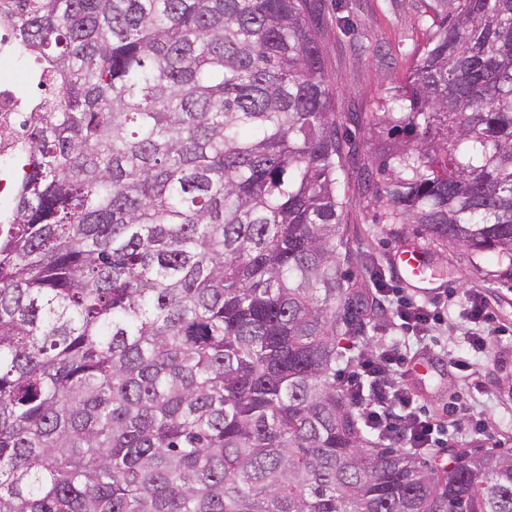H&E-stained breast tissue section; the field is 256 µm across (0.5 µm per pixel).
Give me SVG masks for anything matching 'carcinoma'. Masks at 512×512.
<instances>
[{"instance_id":"cac0c4a2","label":"carcinoma","mask_w":512,"mask_h":512,"mask_svg":"<svg viewBox=\"0 0 512 512\" xmlns=\"http://www.w3.org/2000/svg\"><path fill=\"white\" fill-rule=\"evenodd\" d=\"M431 8L362 190L512 265V0ZM3 20L58 99L0 233V512H512V456H417L336 383L374 308L309 0Z\"/></svg>"}]
</instances>
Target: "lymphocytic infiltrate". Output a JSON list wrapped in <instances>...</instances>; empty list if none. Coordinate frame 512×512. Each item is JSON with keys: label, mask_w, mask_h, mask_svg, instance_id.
Returning a JSON list of instances; mask_svg holds the SVG:
<instances>
[{"label": "lymphocytic infiltrate", "mask_w": 512, "mask_h": 512, "mask_svg": "<svg viewBox=\"0 0 512 512\" xmlns=\"http://www.w3.org/2000/svg\"><path fill=\"white\" fill-rule=\"evenodd\" d=\"M394 301L395 316L403 332L401 339L368 352L359 362L341 369L338 379L380 435L421 453L457 447L458 438L449 435L441 422L419 411L414 394L399 380L406 363V347L427 345L433 331L445 322L442 308L412 298ZM466 302L464 320L472 326L470 345L479 352H492L498 363H507L512 359V350L497 345L507 329L498 324L487 296L475 291L467 294Z\"/></svg>", "instance_id": "lymphocytic-infiltrate-1"}]
</instances>
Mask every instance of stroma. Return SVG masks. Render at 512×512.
I'll list each match as a JSON object with an SVG mask.
<instances>
[{
  "instance_id": "obj_1",
  "label": "stroma",
  "mask_w": 512,
  "mask_h": 512,
  "mask_svg": "<svg viewBox=\"0 0 512 512\" xmlns=\"http://www.w3.org/2000/svg\"><path fill=\"white\" fill-rule=\"evenodd\" d=\"M430 0H314L321 25L324 54L335 88V106L340 124L354 130L359 153L345 173L349 198L347 219L359 231L372 234L370 266L349 268V276L370 278L381 271V285L417 301L448 302V324L440 328L426 348H410V359H426L434 369L428 379L404 375L403 381L417 394L420 405L439 420H451L463 447L491 449L498 437L512 438V369L493 367L491 360L474 354L464 341L462 310L470 289L478 288L495 304L501 323L512 328V266L469 259L464 249L441 252L451 276L411 285L397 275L394 255L402 248L400 236L377 223L379 211L362 194L361 174L378 142L386 137L383 125H370L371 113L384 109L389 88L405 77L412 60L425 44L432 23ZM473 363L482 372L481 386H473L454 366L455 360ZM484 420L488 433L472 434L471 423Z\"/></svg>"
}]
</instances>
